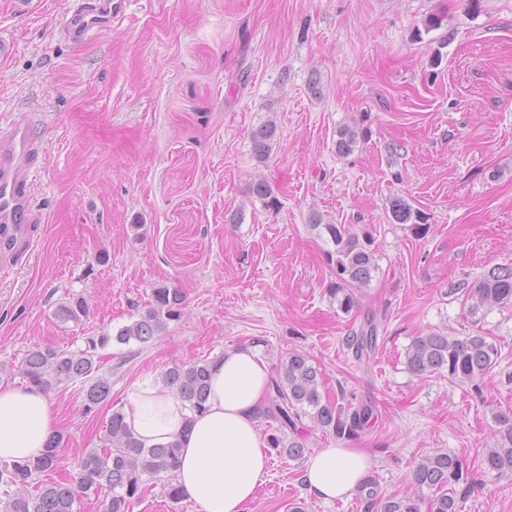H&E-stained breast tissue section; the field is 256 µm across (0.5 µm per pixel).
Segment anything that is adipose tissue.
Here are the masks:
<instances>
[{
    "mask_svg": "<svg viewBox=\"0 0 512 512\" xmlns=\"http://www.w3.org/2000/svg\"><path fill=\"white\" fill-rule=\"evenodd\" d=\"M269 384V364L255 347L228 350L212 365L203 413L190 410L168 386L145 381L130 389L125 421L145 447L179 444L177 481L201 512H242L268 470L256 412ZM56 429L43 390L0 384V461L43 456ZM371 467L364 449L324 448L307 460L301 481L310 494L330 501L357 491Z\"/></svg>",
    "mask_w": 512,
    "mask_h": 512,
    "instance_id": "obj_1",
    "label": "adipose tissue"
}]
</instances>
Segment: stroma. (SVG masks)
Returning a JSON list of instances; mask_svg holds the SVG:
<instances>
[{
    "mask_svg": "<svg viewBox=\"0 0 512 512\" xmlns=\"http://www.w3.org/2000/svg\"><path fill=\"white\" fill-rule=\"evenodd\" d=\"M71 3L0 0L12 50L0 59V118L31 120L44 138L34 199L47 214L35 249L0 268V382L23 385L32 350L74 351L130 324L153 288H179L186 304L149 343L102 351L103 404L86 409L78 381L48 389L60 445L42 481L106 447L135 381L251 345L274 373L289 352L306 354L325 398L343 389L375 404L358 438L308 427L307 455L368 449L383 492L432 512L411 473L451 452L471 485L460 512H512V475L483 465L496 416L512 415V307L474 318L462 291L512 266V0H131L79 47L53 28ZM433 14L441 28L415 39ZM270 119L278 140L261 163L251 132ZM353 123L369 136L337 156L336 133ZM259 180L279 210L251 195ZM396 197L425 215L426 235L392 222ZM315 213L374 238L379 271L358 315L329 298ZM74 295L91 306L79 323L57 315ZM362 314L378 341L360 361L346 338ZM429 330L482 332L500 357L472 382L416 377L405 352ZM303 467L271 457L244 512H364L355 493L328 504L309 494Z\"/></svg>",
    "mask_w": 512,
    "mask_h": 512,
    "instance_id": "stroma-1",
    "label": "stroma"
}]
</instances>
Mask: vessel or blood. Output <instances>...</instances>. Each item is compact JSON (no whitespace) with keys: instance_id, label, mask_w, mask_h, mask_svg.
<instances>
[{"instance_id":"b4317fda","label":"vessel or blood","mask_w":512,"mask_h":512,"mask_svg":"<svg viewBox=\"0 0 512 512\" xmlns=\"http://www.w3.org/2000/svg\"><path fill=\"white\" fill-rule=\"evenodd\" d=\"M127 6L128 0H76L59 18L56 34L71 44H83L123 18ZM44 155V142L28 121L0 124V263L31 251L35 225L47 221L33 203L34 175Z\"/></svg>"}]
</instances>
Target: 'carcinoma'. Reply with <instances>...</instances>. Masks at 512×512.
I'll list each match as a JSON object with an SVG mask.
<instances>
[{"label": "carcinoma", "mask_w": 512, "mask_h": 512, "mask_svg": "<svg viewBox=\"0 0 512 512\" xmlns=\"http://www.w3.org/2000/svg\"><path fill=\"white\" fill-rule=\"evenodd\" d=\"M277 126L268 120L251 133L255 157L266 161L277 139ZM368 130L358 125H345L337 131L336 154L353 152L366 139ZM252 195L269 210H276L280 200L264 181L252 186ZM390 218L398 224H408L417 235L428 233L425 216L401 198L391 201ZM310 227L318 236L332 243L328 252L334 265L336 281L329 288L338 309L349 314L359 306L355 293L372 281L378 271L374 240L365 233L354 234L344 224H324L322 218L311 216ZM469 313L476 316L487 309L512 305V268L495 267L477 285L466 291ZM184 294L178 288L159 286L152 290L146 309L137 314L129 325L116 335L103 332L85 338V346L76 351L47 349L27 354L20 373L27 383L48 390L62 383L81 380L88 383L85 409L90 411L110 395L108 380L99 378V352L112 343L127 344L132 340L147 343L167 331L168 324L181 319ZM87 300L75 295L61 304L57 314L64 320L80 322L88 316ZM375 327L367 319L359 330L346 338V345L356 356L375 347ZM498 347L480 334L458 338L429 331L414 337L406 351L408 371L419 377L448 373L451 382H464L485 376L496 363ZM211 362L201 360L189 365H175L163 374L166 386L195 412L205 409ZM321 371L308 356L291 352L272 381L269 393L258 417L277 424L267 439L268 447L282 456L298 459L307 447L303 437L304 418L314 426L329 431L339 439H350L369 427L375 418L372 405L364 402L345 404L324 400ZM494 446L484 454V464L490 471L512 473V418L502 416L497 421ZM111 447L91 449L76 462V475L62 481L39 482L42 473L57 464V441H52L47 453L36 460L0 463V512H77L84 495L102 489L110 491L105 512H129L130 504L142 485L162 482L165 495L180 499L175 483L179 466V448L175 443L145 448L130 433L121 409L112 411L106 426ZM464 477L462 460L452 454L438 452L417 463L412 473L419 490L432 493L433 512H459L455 484ZM365 512H418L415 501L386 495L376 480L369 478L360 490Z\"/></svg>", "instance_id": "1"}]
</instances>
